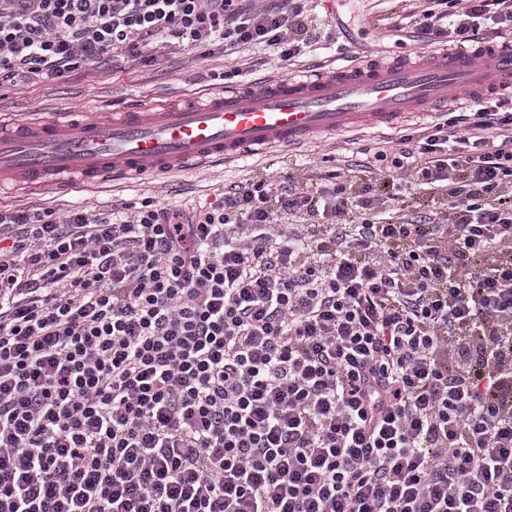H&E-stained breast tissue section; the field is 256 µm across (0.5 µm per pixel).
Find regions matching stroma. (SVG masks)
Instances as JSON below:
<instances>
[{
    "label": "stroma",
    "mask_w": 512,
    "mask_h": 512,
    "mask_svg": "<svg viewBox=\"0 0 512 512\" xmlns=\"http://www.w3.org/2000/svg\"><path fill=\"white\" fill-rule=\"evenodd\" d=\"M401 7L400 0H315L314 12L322 23L321 38L303 56L300 67L325 72L355 60L384 61L414 53L420 44L412 29H405L396 37L387 36L367 19L368 13L390 16ZM237 66L242 69L241 76L233 80L237 86L293 76L298 69L282 61L278 50L267 46L249 48L239 59L174 50L158 56L149 67L125 60L120 70L108 74L91 76L80 72L63 81L46 80L20 90L2 89L0 115L26 120L48 110L76 109L99 114L129 106L186 104L222 92L225 71ZM400 130L340 133L291 150L254 155L198 171L150 175L128 183L105 182L90 188L76 184L63 193L51 189L6 190L0 192V208H52L63 213L81 206L102 211L113 204L138 202L147 197L166 205L191 208L204 204L215 189L265 169L280 171L291 159L299 164L302 178H317L316 164L323 155L335 154L341 146L351 153L372 147L398 137Z\"/></svg>",
    "instance_id": "stroma-1"
}]
</instances>
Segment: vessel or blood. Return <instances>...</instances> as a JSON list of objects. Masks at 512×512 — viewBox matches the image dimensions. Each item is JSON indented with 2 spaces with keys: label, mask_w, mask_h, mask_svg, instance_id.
I'll list each match as a JSON object with an SVG mask.
<instances>
[{
  "label": "vessel or blood",
  "mask_w": 512,
  "mask_h": 512,
  "mask_svg": "<svg viewBox=\"0 0 512 512\" xmlns=\"http://www.w3.org/2000/svg\"><path fill=\"white\" fill-rule=\"evenodd\" d=\"M503 81H512V45L479 53L427 47L413 61L373 60L304 79L228 87L200 107L52 112L29 121L0 116V183L66 190L75 181L92 185L289 150L322 134L390 128L453 93Z\"/></svg>",
  "instance_id": "vessel-or-blood-1"
}]
</instances>
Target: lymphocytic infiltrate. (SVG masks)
Segmentation results:
<instances>
[{"mask_svg":"<svg viewBox=\"0 0 512 512\" xmlns=\"http://www.w3.org/2000/svg\"><path fill=\"white\" fill-rule=\"evenodd\" d=\"M456 48L512 0H409ZM308 0H0V88L304 55ZM0 512H512V85L185 215L0 210Z\"/></svg>","mask_w":512,"mask_h":512,"instance_id":"lymphocytic-infiltrate-1","label":"lymphocytic infiltrate"}]
</instances>
